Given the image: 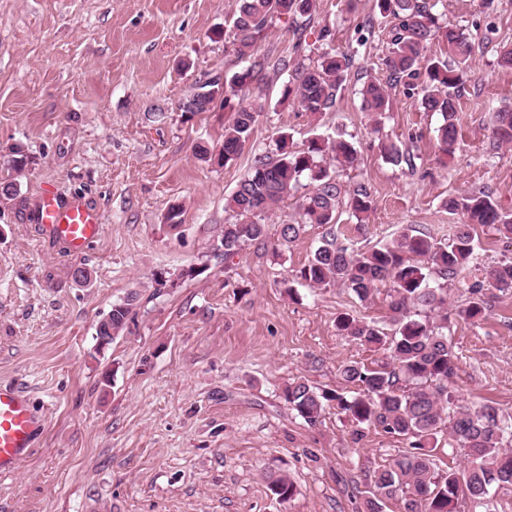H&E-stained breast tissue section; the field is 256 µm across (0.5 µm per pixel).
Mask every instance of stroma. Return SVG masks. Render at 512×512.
<instances>
[{"instance_id": "35a3bbf8", "label": "stroma", "mask_w": 512, "mask_h": 512, "mask_svg": "<svg viewBox=\"0 0 512 512\" xmlns=\"http://www.w3.org/2000/svg\"><path fill=\"white\" fill-rule=\"evenodd\" d=\"M236 5L0 0V178L18 186L0 196V382L17 385L46 419L32 455L0 478V512H363L374 472L405 445L376 428L353 441L350 418L333 408L309 425L284 400L294 379L341 392L340 365L384 362L341 336L337 316L389 324L385 292L362 302L347 288L296 279L330 231L309 224L292 241L279 236L308 181L267 213L265 244L229 258L224 202L255 156L275 155L280 135L296 150L342 136L359 163L338 169L340 182L365 183L373 197L363 230L340 214L358 247L410 225L450 241L461 218L445 201L466 191H486L512 213V144L498 143L489 125L490 112L512 108V70L499 64L512 46V0L436 8L474 44L452 156L438 150L440 115L420 105L422 80L391 88L381 124L361 109L367 77L388 78L392 23L375 0H319L302 49L285 19L260 43L262 108L250 142L221 167L196 147L222 152L230 113L179 105L212 77L243 69L232 51ZM329 47L355 56L333 111L282 101L291 74L280 59L309 65ZM386 139L414 141L417 173L385 159ZM17 149L29 158L18 175L7 166ZM47 192L101 214L104 233L82 255L37 223ZM79 267L89 285L75 281ZM132 293V320L99 344L98 323ZM450 330L456 395L512 413V296ZM283 473L294 485L285 501L269 490Z\"/></svg>"}]
</instances>
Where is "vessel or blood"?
<instances>
[{
    "label": "vessel or blood",
    "mask_w": 512,
    "mask_h": 512,
    "mask_svg": "<svg viewBox=\"0 0 512 512\" xmlns=\"http://www.w3.org/2000/svg\"><path fill=\"white\" fill-rule=\"evenodd\" d=\"M37 221L72 255L82 254L103 233L97 211L67 203L57 196L44 195ZM43 422L29 399L15 387L0 384V476L13 474L35 448Z\"/></svg>",
    "instance_id": "vessel-or-blood-1"
}]
</instances>
